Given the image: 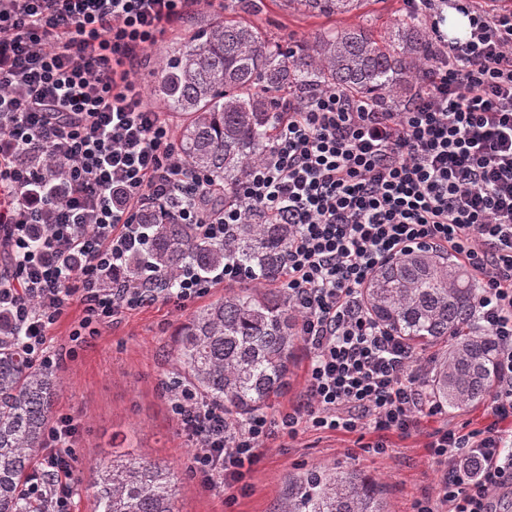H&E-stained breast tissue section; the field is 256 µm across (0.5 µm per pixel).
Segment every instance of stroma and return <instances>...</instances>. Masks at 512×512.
I'll return each mask as SVG.
<instances>
[{"label":"stroma","mask_w":512,"mask_h":512,"mask_svg":"<svg viewBox=\"0 0 512 512\" xmlns=\"http://www.w3.org/2000/svg\"><path fill=\"white\" fill-rule=\"evenodd\" d=\"M402 12V0H366L359 9L337 15L299 12L287 0H262L257 7L247 5L245 0H224L223 7L194 15L180 30L166 33L151 46L148 62L135 78L148 90V103L163 110V103L150 93L159 59L217 18L251 23L272 43L286 47L313 39L328 29L361 26L384 36ZM197 307L194 301L179 307L158 300L126 313L76 350L71 349L68 336L81 315L80 308L70 309L55 325L52 346L61 391L54 411L70 414L78 428L73 480H88L90 467L108 453L113 431L132 430L136 433L133 445L137 453L179 465V497L185 512H278L289 475L317 463L342 470L359 467L383 477L392 512H410L415 498L433 491L435 471L420 438L395 439L394 452L383 456L357 447L354 436L309 430L288 447L271 448L252 472L248 494L225 504L222 488L205 487L192 473L190 444L162 389L163 384L182 377L174 355L175 331Z\"/></svg>","instance_id":"1"}]
</instances>
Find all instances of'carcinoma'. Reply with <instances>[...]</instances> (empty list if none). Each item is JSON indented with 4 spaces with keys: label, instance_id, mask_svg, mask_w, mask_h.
Listing matches in <instances>:
<instances>
[{
    "label": "carcinoma",
    "instance_id": "obj_1",
    "mask_svg": "<svg viewBox=\"0 0 512 512\" xmlns=\"http://www.w3.org/2000/svg\"><path fill=\"white\" fill-rule=\"evenodd\" d=\"M363 0H288L308 12L342 14ZM425 23L400 16L393 31L376 37L362 27L327 30L298 49L269 42L254 25L211 22L159 62L152 94L167 111L187 116L178 150L193 168L229 192L246 168L271 148L274 98L287 91L335 86L366 98L394 102L422 79L428 65ZM146 255L133 258L127 276L166 274L190 265L203 273L233 259L260 274L196 309L181 326L175 347L184 380L229 421L272 408L288 385L298 348L299 312L283 288L288 225L236 224L231 249L199 240L188 224L155 209ZM475 282L448 259L415 251L383 265L361 291L367 311L414 351L441 346L432 390L448 411L485 400L492 389L495 342L470 324ZM61 389L53 370L32 363L8 317L0 314V512H46L48 502L28 498L33 463ZM94 512H182L176 485L182 473L150 461L133 448L112 451L96 465ZM279 512H390L382 482L358 468L313 466L288 476Z\"/></svg>",
    "mask_w": 512,
    "mask_h": 512
}]
</instances>
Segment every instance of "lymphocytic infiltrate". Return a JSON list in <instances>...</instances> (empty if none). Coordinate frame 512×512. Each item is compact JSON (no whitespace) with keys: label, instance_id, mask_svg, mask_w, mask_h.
<instances>
[{"label":"lymphocytic infiltrate","instance_id":"lymphocytic-infiltrate-1","mask_svg":"<svg viewBox=\"0 0 512 512\" xmlns=\"http://www.w3.org/2000/svg\"><path fill=\"white\" fill-rule=\"evenodd\" d=\"M427 16L426 77L401 111L318 86L276 100L268 153L232 190L187 166L170 115L135 79L148 48L217 0H0V313L33 362L53 367L51 331L72 306V343L158 298L185 306L215 280L185 267L174 288L125 275L144 252L157 206L223 243L231 225L261 215L288 227L284 283L308 353L301 401L279 418L228 424L187 385L169 404L192 447L190 468L225 503L281 437L304 429L421 436L437 474L411 512H499L512 494V7L501 0H404ZM463 37L442 27L449 10ZM414 249L452 255L477 283L471 323L497 346L481 426L425 429L444 409L430 363L366 311L361 290L385 262ZM77 427L57 417L28 492L70 512Z\"/></svg>","mask_w":512,"mask_h":512}]
</instances>
